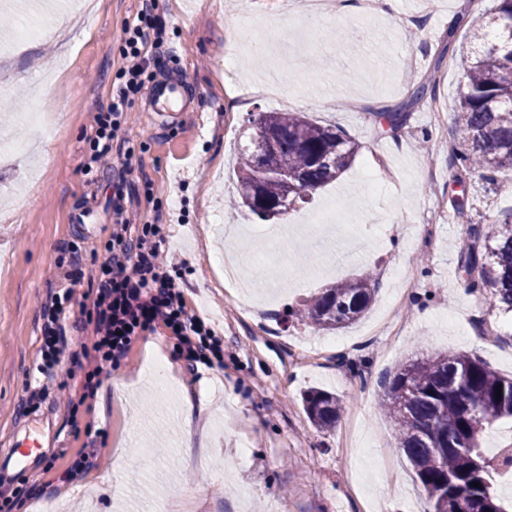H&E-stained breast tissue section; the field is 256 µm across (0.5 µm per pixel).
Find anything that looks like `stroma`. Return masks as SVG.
Instances as JSON below:
<instances>
[{
    "label": "stroma",
    "instance_id": "obj_1",
    "mask_svg": "<svg viewBox=\"0 0 512 512\" xmlns=\"http://www.w3.org/2000/svg\"><path fill=\"white\" fill-rule=\"evenodd\" d=\"M143 0H24L13 23L38 33L0 54V86L22 108L0 118V145L23 140L0 163V444L33 438L41 448L19 470L0 462V512H33L41 500L65 512H429L430 503L380 408V383L409 361L451 351L478 356L512 377V316L468 291L460 258L471 225L512 213V169L495 183L457 182L453 118L463 84L462 33L491 0H444L426 14L420 0H398L392 14L302 15L297 0H154L167 25L163 46L142 80L180 75L191 115L166 124L137 95L123 133L132 170L121 163L90 179L85 164L98 113L108 111L125 59V30ZM233 60L249 100L224 96ZM432 82L425 102L412 90ZM293 109L361 144L351 166L312 193L282 223L274 247L263 223L228 207L235 161L251 114ZM207 117L198 125L194 112ZM402 111L398 132L380 113ZM189 169L179 181L181 169ZM131 222L160 219L187 305L205 301L224 342V365L190 373L161 333H145L91 398L94 287L106 256L113 208ZM240 225L226 252L243 259L265 323L245 322L205 262L204 233L216 217ZM84 278L71 285L73 261ZM372 272L370 311L336 331L289 317L291 306L332 283ZM73 289L63 364L71 399L56 387L26 412L18 407L37 378L43 306ZM320 350L300 360V345ZM164 361L165 387L149 368ZM311 388L345 406L336 426L316 428L303 406ZM204 404L192 425L184 399ZM194 447L184 452V432ZM92 447L95 466L63 480L71 458ZM24 497H14L17 489Z\"/></svg>",
    "mask_w": 512,
    "mask_h": 512
}]
</instances>
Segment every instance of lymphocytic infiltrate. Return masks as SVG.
I'll list each match as a JSON object with an SVG mask.
<instances>
[{
  "instance_id": "lymphocytic-infiltrate-1",
  "label": "lymphocytic infiltrate",
  "mask_w": 512,
  "mask_h": 512,
  "mask_svg": "<svg viewBox=\"0 0 512 512\" xmlns=\"http://www.w3.org/2000/svg\"><path fill=\"white\" fill-rule=\"evenodd\" d=\"M152 0H144L136 24L126 30L124 81L112 93L107 115L95 119L88 175H96L112 161L114 142L127 122L132 95L139 92L141 76L164 42L166 26L152 13ZM167 228L157 222L130 223L116 215L107 257L95 285L96 365L91 377L116 368L145 332L163 331L175 338V352L190 372L224 363L221 338L201 316L192 312L164 245ZM70 294L52 295L44 307L41 363L47 380L57 379L67 347L64 321Z\"/></svg>"
}]
</instances>
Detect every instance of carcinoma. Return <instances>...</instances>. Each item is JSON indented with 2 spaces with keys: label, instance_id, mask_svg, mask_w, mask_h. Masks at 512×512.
Wrapping results in <instances>:
<instances>
[{
  "label": "carcinoma",
  "instance_id": "obj_1",
  "mask_svg": "<svg viewBox=\"0 0 512 512\" xmlns=\"http://www.w3.org/2000/svg\"><path fill=\"white\" fill-rule=\"evenodd\" d=\"M466 36L470 52L454 114L453 156L460 171L492 182L501 169L512 167V0H493L484 20ZM257 121L282 143L274 170L257 186L251 182L257 171L255 147L240 153L236 206L248 208L244 193L249 191L254 208L248 209L255 215L281 198L279 176L293 177L299 187L288 200L289 212L309 199V191L337 180L362 150L335 127L303 112H262ZM463 268L475 275L471 290H486L492 307L511 312L512 220L488 229L471 227ZM375 292L370 275L346 280L305 301L299 319L319 330L347 327L364 316ZM303 402L320 428L336 424L342 410L341 400L323 390L307 391ZM380 404L433 512H512V504L495 492L499 470L512 468V454L499 463L482 448L485 432L512 419V378L467 353H438L398 368L385 381Z\"/></svg>",
  "mask_w": 512,
  "mask_h": 512
}]
</instances>
